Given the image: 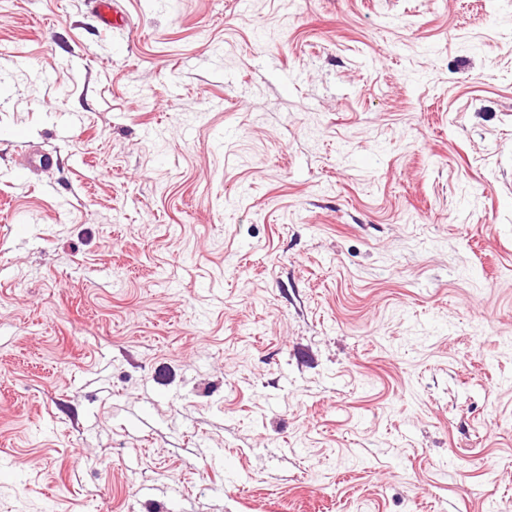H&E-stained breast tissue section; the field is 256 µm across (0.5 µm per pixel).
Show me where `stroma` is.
Instances as JSON below:
<instances>
[{"instance_id": "1", "label": "stroma", "mask_w": 512, "mask_h": 512, "mask_svg": "<svg viewBox=\"0 0 512 512\" xmlns=\"http://www.w3.org/2000/svg\"><path fill=\"white\" fill-rule=\"evenodd\" d=\"M121 5L0 0V512H512V0ZM93 10L100 18V23L113 29L123 28L125 26V18L120 10L117 2L120 0H92Z\"/></svg>"}]
</instances>
